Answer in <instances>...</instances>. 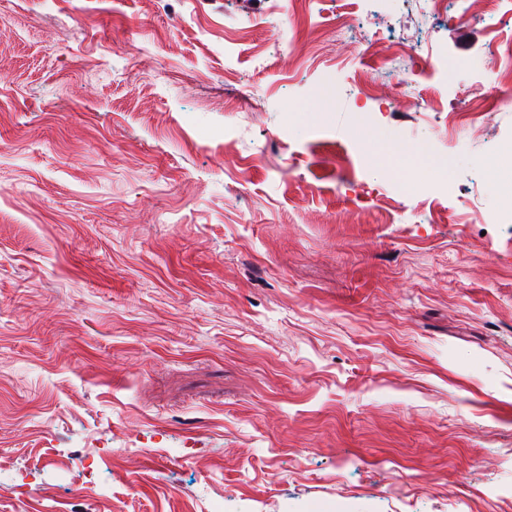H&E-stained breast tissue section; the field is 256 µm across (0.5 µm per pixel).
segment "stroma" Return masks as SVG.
<instances>
[{"mask_svg":"<svg viewBox=\"0 0 512 512\" xmlns=\"http://www.w3.org/2000/svg\"><path fill=\"white\" fill-rule=\"evenodd\" d=\"M447 3L0 0V512H512V0Z\"/></svg>","mask_w":512,"mask_h":512,"instance_id":"35a3bbf8","label":"stroma"}]
</instances>
